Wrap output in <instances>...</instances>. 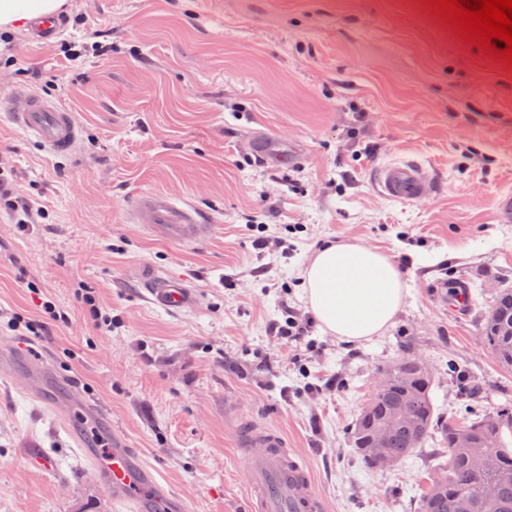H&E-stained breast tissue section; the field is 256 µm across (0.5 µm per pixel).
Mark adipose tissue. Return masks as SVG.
I'll list each match as a JSON object with an SVG mask.
<instances>
[{"label":"adipose tissue","instance_id":"adipose-tissue-1","mask_svg":"<svg viewBox=\"0 0 512 512\" xmlns=\"http://www.w3.org/2000/svg\"><path fill=\"white\" fill-rule=\"evenodd\" d=\"M68 8V0H0V30H15ZM303 283L314 319L348 344L384 333L409 292L403 272L387 254L348 241L318 248L303 272Z\"/></svg>","mask_w":512,"mask_h":512}]
</instances>
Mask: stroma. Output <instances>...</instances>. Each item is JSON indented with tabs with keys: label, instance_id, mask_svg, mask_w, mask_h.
I'll return each instance as SVG.
<instances>
[{
	"label": "stroma",
	"instance_id": "35a3bbf8",
	"mask_svg": "<svg viewBox=\"0 0 512 512\" xmlns=\"http://www.w3.org/2000/svg\"><path fill=\"white\" fill-rule=\"evenodd\" d=\"M63 19L45 44L0 32V99L27 90L80 125L76 152L53 156L0 120V171L46 214L23 232L0 200V320L39 318L45 299L68 316L39 336L0 333V512H130L84 448L92 428L107 447L120 435L188 512H247L241 418L285 435L328 512H418L442 472L436 439L376 470L350 432L378 367L406 357L429 367L439 418L512 400V369L481 337L497 292L512 289V223L494 210L512 192V69L424 0H70ZM96 41L111 52L93 54ZM258 131L295 144L300 164L256 161ZM401 159L443 192L383 197L372 171ZM144 193L196 207L211 234L185 246L131 223ZM329 241L407 257L410 294L371 341L316 324L295 351L270 326L309 317L302 272ZM140 266L182 280L198 304L160 308L132 276ZM465 286L477 308L452 310ZM82 288L119 328L95 329ZM40 356L47 379L23 392ZM452 361L467 380L449 376Z\"/></svg>",
	"mask_w": 512,
	"mask_h": 512
}]
</instances>
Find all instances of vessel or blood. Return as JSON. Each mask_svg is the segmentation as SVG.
I'll use <instances>...</instances> for the list:
<instances>
[{
	"label": "vessel or blood",
	"instance_id": "vessel-or-blood-1",
	"mask_svg": "<svg viewBox=\"0 0 512 512\" xmlns=\"http://www.w3.org/2000/svg\"><path fill=\"white\" fill-rule=\"evenodd\" d=\"M62 23L55 17H39L31 25V40L41 44L60 34ZM12 123L22 132L34 135L55 153L73 152L80 137L72 112L30 92H21L6 102ZM252 149L263 162L278 167L293 166L298 153L279 137L262 136L252 141ZM378 192L390 200L413 203L433 198L440 192L436 177L416 161L380 165L373 172ZM139 223L153 230L172 233L179 241L191 243L208 232L199 211L179 206L166 199L145 195L134 204ZM156 304L167 310L194 306L196 294L179 282L151 270L141 271ZM234 448L244 462L255 512H326L327 505L317 492L312 474L288 449V441L278 430L249 421L239 424ZM100 479L113 495L126 498L138 495L142 512H182L183 501L168 494L157 482L152 469L122 441L98 458Z\"/></svg>",
	"mask_w": 512,
	"mask_h": 512
}]
</instances>
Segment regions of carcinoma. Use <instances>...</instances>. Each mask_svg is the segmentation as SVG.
I'll return each mask as SVG.
<instances>
[{
  "label": "carcinoma",
  "instance_id": "obj_1",
  "mask_svg": "<svg viewBox=\"0 0 512 512\" xmlns=\"http://www.w3.org/2000/svg\"><path fill=\"white\" fill-rule=\"evenodd\" d=\"M482 338L495 359L505 368L512 367V289L500 291L486 316ZM417 359L407 358L389 367L392 383L382 392H374L351 431L355 450L367 447L363 430L384 424L394 412L413 410L416 422L394 427L389 432L390 453L402 463L432 436L440 435L444 448L447 484L432 481L419 500V512H512V405L506 403L492 411L472 417H451L443 423L435 418L431 377L421 375ZM469 441H458L459 431ZM485 446L484 464L476 470L471 456L477 446Z\"/></svg>",
  "mask_w": 512,
  "mask_h": 512
}]
</instances>
